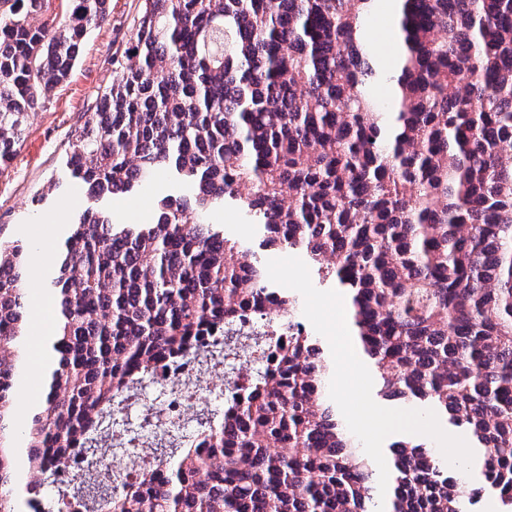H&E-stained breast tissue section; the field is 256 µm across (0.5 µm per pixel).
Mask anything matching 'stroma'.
Instances as JSON below:
<instances>
[{
    "mask_svg": "<svg viewBox=\"0 0 512 512\" xmlns=\"http://www.w3.org/2000/svg\"><path fill=\"white\" fill-rule=\"evenodd\" d=\"M136 3L110 0L107 24L88 33L69 79L54 90L43 107L30 114L23 142L10 161L0 166V230L24 242L32 240L34 232L45 235L43 252L29 254V321L33 324L43 316L39 303L44 294V273L55 256L59 235L70 216L89 204L85 192L58 189L54 181L62 171L71 132L95 109L101 92L112 82L114 62L133 31ZM170 190L167 178L161 175L140 193L114 200L113 222H148L154 200ZM214 221L223 225L226 234L242 239L259 261L277 258V251L262 248L259 228L249 223L236 204L225 203Z\"/></svg>",
    "mask_w": 512,
    "mask_h": 512,
    "instance_id": "stroma-1",
    "label": "stroma"
}]
</instances>
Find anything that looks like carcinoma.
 <instances>
[{
  "mask_svg": "<svg viewBox=\"0 0 512 512\" xmlns=\"http://www.w3.org/2000/svg\"><path fill=\"white\" fill-rule=\"evenodd\" d=\"M109 0H0V160L64 82ZM395 5L393 67L368 21ZM389 89L384 99L377 88ZM161 172L153 223H112L104 200ZM63 179L92 204L46 276L57 315L41 396L20 412L30 336L28 251L0 227V512L37 470L63 508L94 512L49 463L86 444L92 417L136 391L141 363L196 347L271 303L288 320L278 368L126 484L120 512H376V464L325 394L333 360L254 252L210 222L228 200L347 296L376 394L466 429L475 481L427 444L389 445L384 512H512V0H138L132 36ZM196 222L188 223L190 217Z\"/></svg>",
  "mask_w": 512,
  "mask_h": 512,
  "instance_id": "carcinoma-1",
  "label": "carcinoma"
}]
</instances>
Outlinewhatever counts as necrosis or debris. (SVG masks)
Wrapping results in <instances>:
<instances>
[{
  "instance_id": "obj_1",
  "label": "necrosis or debris",
  "mask_w": 512,
  "mask_h": 512,
  "mask_svg": "<svg viewBox=\"0 0 512 512\" xmlns=\"http://www.w3.org/2000/svg\"><path fill=\"white\" fill-rule=\"evenodd\" d=\"M273 335L283 338L287 332L262 326L248 315L224 334L223 357L205 360L186 355L160 364L144 362L143 390L114 416L111 441L100 443L95 460L79 450L57 460L53 466L57 482L85 487L89 496L103 502L117 495L123 483L161 471L162 436L194 431L229 391L248 385L254 372L269 364L270 349L264 339Z\"/></svg>"
}]
</instances>
